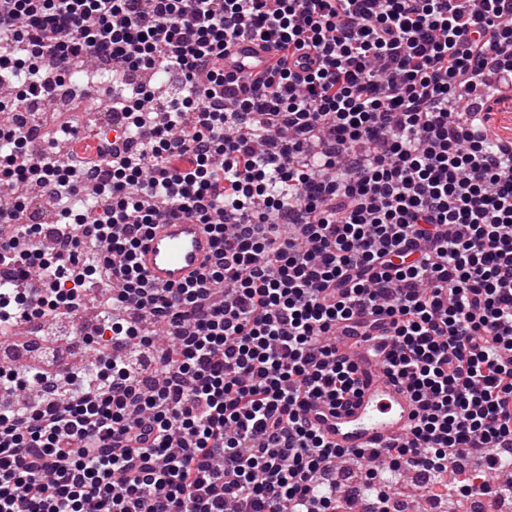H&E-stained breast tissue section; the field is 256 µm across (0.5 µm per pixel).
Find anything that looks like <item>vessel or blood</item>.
<instances>
[{
    "label": "vessel or blood",
    "instance_id": "obj_1",
    "mask_svg": "<svg viewBox=\"0 0 512 512\" xmlns=\"http://www.w3.org/2000/svg\"><path fill=\"white\" fill-rule=\"evenodd\" d=\"M274 53L271 43L244 37L224 51V82L232 84L267 69ZM213 240L203 225L187 217H173L155 225L137 252V261L155 284L176 287L203 272L213 251ZM336 349L356 367L359 392L338 408L320 405L314 422L340 448H383L406 437L415 405L403 388L384 377L367 354L366 342L337 336Z\"/></svg>",
    "mask_w": 512,
    "mask_h": 512
}]
</instances>
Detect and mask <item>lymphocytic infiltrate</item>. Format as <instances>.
<instances>
[{
	"instance_id": "obj_1",
	"label": "lymphocytic infiltrate",
	"mask_w": 512,
	"mask_h": 512,
	"mask_svg": "<svg viewBox=\"0 0 512 512\" xmlns=\"http://www.w3.org/2000/svg\"><path fill=\"white\" fill-rule=\"evenodd\" d=\"M243 36L279 57L228 90L219 62ZM88 58L137 72L133 93L94 71L81 91L128 112L142 149L94 186L82 159L0 124V185L24 188L0 211V326L102 297L111 335L80 364L0 368V390L39 395L0 404V512H335L347 461L382 506L407 469L443 483L471 458L482 485L446 497L512 493L486 481L512 471V137L490 127L512 98L494 79L512 74V0H0V112ZM159 72L178 97L155 95ZM33 198L83 225L50 262ZM177 215L216 249L157 287L135 253ZM339 330L416 403L403 442L338 448L314 426L358 388Z\"/></svg>"
}]
</instances>
